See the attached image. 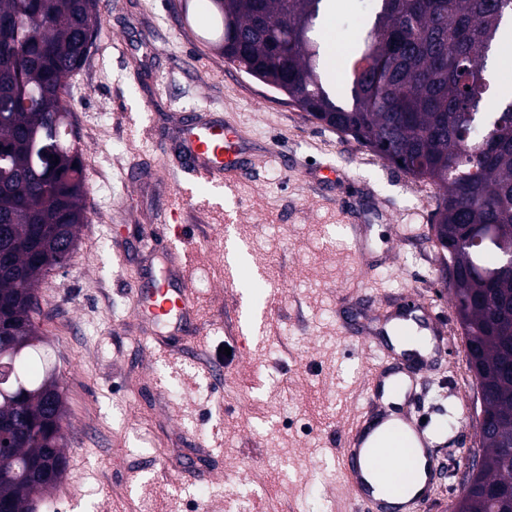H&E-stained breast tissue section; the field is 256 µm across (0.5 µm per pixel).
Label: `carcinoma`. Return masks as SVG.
<instances>
[{
    "mask_svg": "<svg viewBox=\"0 0 512 512\" xmlns=\"http://www.w3.org/2000/svg\"><path fill=\"white\" fill-rule=\"evenodd\" d=\"M211 42L240 71L288 97L308 117L352 136L381 159L437 186L433 237L485 396L480 464L456 512H512V100L497 101L488 54L512 16L499 0H378L354 58L349 102L318 71L324 0H205ZM98 0H0V507L27 512L55 486L34 467L66 465L65 401L42 354L35 293L63 268L86 220V180L64 95L100 26ZM493 105L489 120L482 111ZM59 163H53V160Z\"/></svg>",
    "mask_w": 512,
    "mask_h": 512,
    "instance_id": "carcinoma-1",
    "label": "carcinoma"
}]
</instances>
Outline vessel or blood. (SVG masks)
I'll list each match as a JSON object with an SVG mask.
<instances>
[{
  "label": "vessel or blood",
  "mask_w": 512,
  "mask_h": 512,
  "mask_svg": "<svg viewBox=\"0 0 512 512\" xmlns=\"http://www.w3.org/2000/svg\"><path fill=\"white\" fill-rule=\"evenodd\" d=\"M179 150L184 160L182 171L194 180L211 185L222 184L241 160L243 145L233 126L203 117L184 123L179 136ZM180 241L172 239L162 251L167 276L164 282L145 288L130 285L133 308L141 316L156 320L178 317L196 319L194 293L180 270ZM341 307L355 309L358 321L351 340L371 352L365 385L366 405L350 426L343 430L337 463L345 479L350 500L358 512H417L429 502L441 473L434 452L436 434L422 422L415 410L418 374L432 363L430 356L418 349L395 350L375 341L380 327L417 326L418 330L440 338L442 330L431 313L412 297H405L392 311L377 313L375 298L350 292L339 294ZM399 394L401 408L389 411L387 397ZM399 433L418 463V480L413 490L401 483H390L386 494H378L374 476L388 471L397 462L393 450L379 435Z\"/></svg>",
  "instance_id": "vessel-or-blood-1"
}]
</instances>
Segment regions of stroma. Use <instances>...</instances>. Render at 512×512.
<instances>
[{
	"label": "stroma",
	"mask_w": 512,
	"mask_h": 512,
	"mask_svg": "<svg viewBox=\"0 0 512 512\" xmlns=\"http://www.w3.org/2000/svg\"><path fill=\"white\" fill-rule=\"evenodd\" d=\"M372 0H343L339 53L323 80L342 95ZM101 26L66 100L87 172L86 215L69 264L36 293L67 416L62 481L38 512H347L336 445L365 405L367 353L343 334L340 289L422 302L446 335L416 402L438 434L444 475L419 512H453L468 460L481 455V409L466 342L432 239L438 190L353 137L308 120L284 96L205 44L203 10L179 0H99ZM245 135L248 170L231 186L193 187L172 215L166 150L186 116ZM176 223L190 250L193 329L142 321L128 284L162 279L151 238ZM366 224L373 265L350 259L346 225ZM401 239L390 246L391 227ZM255 266L224 277V240ZM267 310L239 335L244 295ZM170 356L151 353L156 340ZM229 371L214 372L221 348ZM467 406L469 419L456 413Z\"/></svg>",
	"instance_id": "stroma-1"
}]
</instances>
